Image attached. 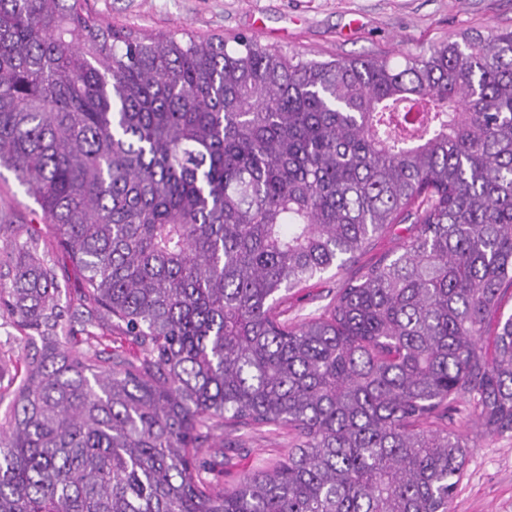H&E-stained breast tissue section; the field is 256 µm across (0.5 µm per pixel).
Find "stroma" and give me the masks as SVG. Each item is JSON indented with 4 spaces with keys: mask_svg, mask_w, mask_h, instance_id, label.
<instances>
[{
    "mask_svg": "<svg viewBox=\"0 0 512 512\" xmlns=\"http://www.w3.org/2000/svg\"><path fill=\"white\" fill-rule=\"evenodd\" d=\"M96 15L114 28L140 34L171 33L256 36L264 46L306 59L387 58L419 54L460 39L470 31L512 29V0H89ZM40 232L39 250L50 259L57 281L68 292L83 285L73 262L55 244L40 207L10 170L0 171V241L12 225ZM342 280L332 274L313 279L288 300L289 321L319 314ZM455 428L471 448L451 512H512V437L482 435L467 400H460ZM212 450L197 460L202 477L232 485L243 474L271 462L285 443L264 427L213 431Z\"/></svg>",
    "mask_w": 512,
    "mask_h": 512,
    "instance_id": "stroma-1",
    "label": "stroma"
}]
</instances>
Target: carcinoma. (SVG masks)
Instances as JSON below:
<instances>
[{"mask_svg": "<svg viewBox=\"0 0 512 512\" xmlns=\"http://www.w3.org/2000/svg\"><path fill=\"white\" fill-rule=\"evenodd\" d=\"M0 167L83 271L86 324L139 347L71 353L36 231L0 248L24 332L0 512H448L457 401L512 434V31L304 60L0 0ZM406 220L319 315L281 318ZM226 419L289 435L227 490L196 469Z\"/></svg>", "mask_w": 512, "mask_h": 512, "instance_id": "obj_1", "label": "carcinoma"}]
</instances>
